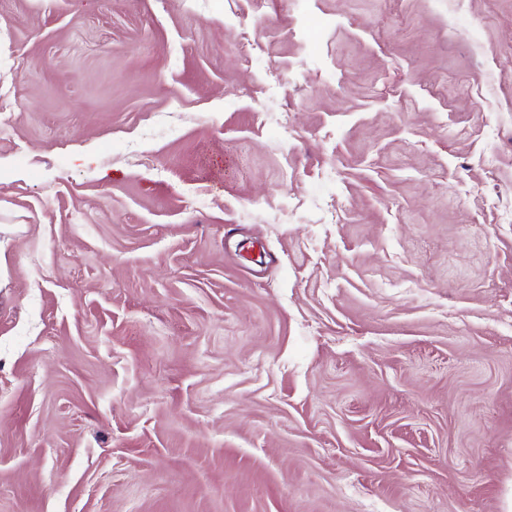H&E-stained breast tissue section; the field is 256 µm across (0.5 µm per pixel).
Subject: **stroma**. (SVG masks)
<instances>
[{"label": "stroma", "instance_id": "35a3bbf8", "mask_svg": "<svg viewBox=\"0 0 512 512\" xmlns=\"http://www.w3.org/2000/svg\"><path fill=\"white\" fill-rule=\"evenodd\" d=\"M512 0H0V512H512Z\"/></svg>", "mask_w": 512, "mask_h": 512}]
</instances>
